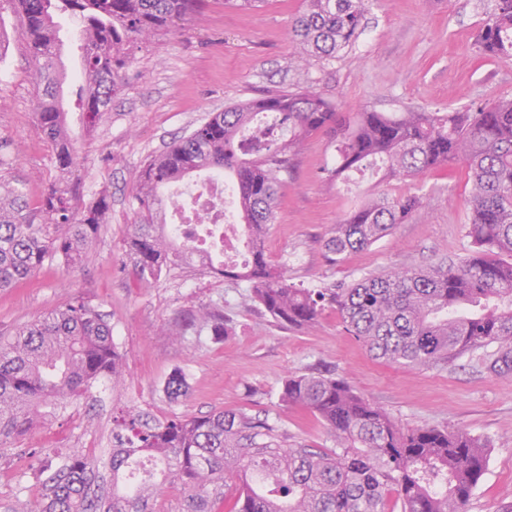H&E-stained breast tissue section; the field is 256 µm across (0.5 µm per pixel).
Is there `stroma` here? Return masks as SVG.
<instances>
[{
    "instance_id": "obj_1",
    "label": "stroma",
    "mask_w": 512,
    "mask_h": 512,
    "mask_svg": "<svg viewBox=\"0 0 512 512\" xmlns=\"http://www.w3.org/2000/svg\"><path fill=\"white\" fill-rule=\"evenodd\" d=\"M304 9L305 0H263L255 10L210 0L202 15L131 47L125 84L92 139H84L80 113L70 108L80 154L75 176L84 199L109 191L111 209L82 267L48 262L31 279L0 290V336L83 296L108 314L125 379L44 409L40 423L0 457V512H20L31 499L29 486L39 483L42 461L28 456L31 448L64 454L95 444L101 462L92 480L108 478L112 410L119 405L157 417L259 411L287 433L289 443L330 447L316 417L278 402L286 375L313 370L344 377L402 426L463 429L481 438L487 470L470 512H512L511 378L488 374L466 357L443 369L375 360L329 306L311 329L280 328L248 301L245 284L201 273L194 263L157 280L136 281L125 273V233L140 213V171L211 113L300 88L317 91L342 112H448L512 98V57L487 58L477 48L486 0H371L352 48L320 61L305 60L291 37ZM35 97L24 21L12 10L0 11V187L18 189L33 205L58 174L51 147L35 130ZM335 163V143L319 131L280 189L265 247L291 284L323 288L369 273L425 269L472 252L471 180L463 165L428 171L415 183L368 169L323 184L322 170ZM414 192L421 205L405 223L329 261L326 239L363 197ZM202 303L220 305L232 319L223 342L212 343L205 333L183 335L176 327L179 312ZM177 370L187 378L189 395L171 401L163 384Z\"/></svg>"
}]
</instances>
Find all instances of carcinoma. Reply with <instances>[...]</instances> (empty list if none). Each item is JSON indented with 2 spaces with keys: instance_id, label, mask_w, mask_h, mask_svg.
Instances as JSON below:
<instances>
[{
  "instance_id": "cac0c4a2",
  "label": "carcinoma",
  "mask_w": 512,
  "mask_h": 512,
  "mask_svg": "<svg viewBox=\"0 0 512 512\" xmlns=\"http://www.w3.org/2000/svg\"><path fill=\"white\" fill-rule=\"evenodd\" d=\"M208 0H0L24 19L38 86L35 129L51 147L59 178L30 219L22 194H0V289L30 279L47 261L78 267L111 208L106 192L81 203L74 171L78 152L64 106V44L56 18L80 17L81 79L70 93L95 135L123 84L127 49L201 13ZM366 0H307L296 22L301 53L329 60L353 46L364 28ZM488 56H512V0H492L477 37ZM258 113L288 126L275 129L274 147L240 138ZM328 130L337 163L321 172L333 184L346 172L381 162L387 174L414 180L453 164L472 175L467 199L468 256L428 269L371 274L350 285L297 288L266 258L265 235L294 157L315 132ZM229 174L250 259L217 270L249 284L250 299L282 327L307 329L324 306L338 310L346 330L375 358L409 367H451L468 355L496 376H512V98L465 110H366L350 118L312 90L263 96L210 115L189 135L152 157L139 175L141 223L129 225L131 274L157 278L192 258L165 225L154 223L165 205L158 190L199 170ZM421 197L385 194L358 204L336 225L325 247L336 262L402 224ZM182 332L209 329L215 342L231 327L218 305H200L177 318ZM123 363L108 316L77 296L0 339V448L8 450L41 416L40 408L80 397L102 380L118 383ZM186 377L171 374L166 395L188 394ZM283 407H299L322 422L332 448L286 445L288 435L267 417L212 411L201 416L151 417L134 408L112 413V484L91 489L96 454L76 450L40 479V512H153L155 498L175 486L178 512H468L486 469L485 443L470 433L437 427L405 428L333 374L286 376Z\"/></svg>"
}]
</instances>
